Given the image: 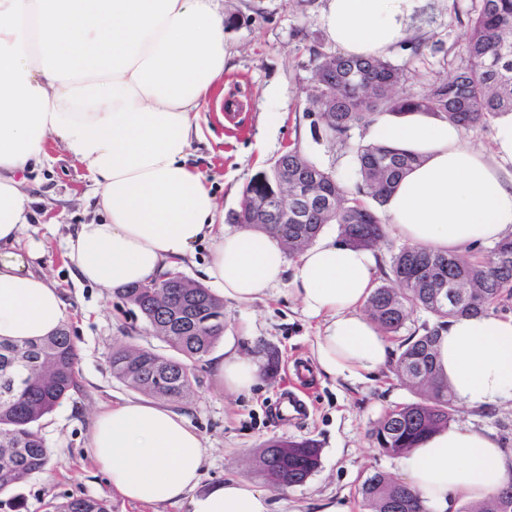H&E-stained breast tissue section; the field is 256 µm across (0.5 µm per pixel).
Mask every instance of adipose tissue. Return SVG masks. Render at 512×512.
<instances>
[{
    "mask_svg": "<svg viewBox=\"0 0 512 512\" xmlns=\"http://www.w3.org/2000/svg\"><path fill=\"white\" fill-rule=\"evenodd\" d=\"M418 0H327L323 26L343 54L383 56L404 36ZM224 15L216 0H0V338L24 341L57 331L62 294L33 263L41 242L15 251L30 221L17 172L46 160L47 143L83 164L101 223L77 225L66 241L74 278L119 290L160 278L212 239L204 282L247 307L290 281L323 326L313 344L318 371L370 380L392 358L388 337L362 309L374 288V250L320 237L288 259L272 235L218 223L206 176L188 163L198 122L224 79ZM370 137L422 157L381 215L405 244L463 254L512 238V113L489 149L437 117L376 116ZM438 364L459 404L512 406V317L448 319ZM228 394L260 380L256 358L225 351L214 364ZM113 488L154 506L190 497L191 512H271L270 494L229 479L196 488L205 455L181 415L129 400L99 412L86 445ZM404 483L427 512L481 502L512 476V452L485 428L463 422L431 434L399 459Z\"/></svg>",
    "mask_w": 512,
    "mask_h": 512,
    "instance_id": "obj_1",
    "label": "adipose tissue"
}]
</instances>
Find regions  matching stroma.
Wrapping results in <instances>:
<instances>
[{"label": "stroma", "instance_id": "stroma-1", "mask_svg": "<svg viewBox=\"0 0 512 512\" xmlns=\"http://www.w3.org/2000/svg\"><path fill=\"white\" fill-rule=\"evenodd\" d=\"M471 6L472 0H420L406 18L408 38L423 42L424 54L412 61L397 49L390 58L409 63L412 91L425 90L431 79L446 73L462 33L456 14ZM218 7L225 14L241 13L243 19L224 35L229 55L224 98L205 112L204 137L196 141L189 162L208 175L221 216L239 210L247 183L292 146L342 182L354 184V150L368 143L366 127H353L346 141L339 142L328 135L319 115L307 110L310 51L334 49L322 23L326 0H218ZM84 173L81 164L59 150L39 169L23 173L26 181H38L39 188L16 250L25 252L32 239L44 245L41 270L67 304L66 325L77 348L82 390L42 420L41 434L50 448L48 467L0 494V512H55L59 503L79 497L107 498L112 512H189L184 500L150 506L124 499L86 452L95 413L140 397L113 378V348L160 350L164 344L120 295L78 283L65 263L68 234L98 218ZM318 326V320L302 313L285 284L250 307L225 304V343L197 364L195 396L187 403L166 404L203 440L200 490L230 478L266 488L254 458L272 438L311 440L321 450L320 466L305 484L272 491V512H316L321 501L339 496L349 512H363L358 495L363 481L378 471L398 477L397 458L380 454L370 439L388 408L414 398L392 368L373 382L355 384L308 373L306 413L293 420L275 418V407L293 386V362L311 363ZM228 344L260 361H275L250 393L228 395L216 382L212 365Z\"/></svg>", "mask_w": 512, "mask_h": 512}]
</instances>
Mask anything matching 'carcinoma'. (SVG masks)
<instances>
[{
    "label": "carcinoma",
    "instance_id": "cac0c4a2",
    "mask_svg": "<svg viewBox=\"0 0 512 512\" xmlns=\"http://www.w3.org/2000/svg\"><path fill=\"white\" fill-rule=\"evenodd\" d=\"M464 25L459 54L448 74L432 81L421 94L407 89V68L386 57L315 54L309 111L319 114L329 135L341 139L356 125L371 123L379 112L423 113L467 130L486 127L504 112L512 113V0H475ZM358 182L350 189L336 176L295 147L252 178L242 192L234 224L262 229L295 256L312 244L327 224L338 226L339 242L373 249L388 237L380 216L366 206L370 197L384 205L399 180L420 160L405 148L368 143L355 152ZM317 175L324 205L304 224H270L266 210L293 198L276 195L299 173ZM389 275L395 285H378L365 312L389 337L400 341L394 371L417 396L389 408L370 433L384 455L400 456L428 434L454 419L457 400L436 366L438 328L401 336L418 311L443 324L449 318L487 313L512 298V240L479 248L464 257L415 246L391 253ZM163 288L150 281L124 288L120 295L139 311L155 336L169 348L118 347L112 351V376L142 395L188 401L195 395L193 367L205 361L224 337V302L209 289L172 276ZM466 283L470 292L453 303L437 298V286ZM76 346L67 329L25 343L0 341V375L22 372L23 387L8 391L0 383V493L24 478L44 471L49 449L39 433L40 422L63 401L81 391ZM320 448L312 441L270 439L258 467L274 488L301 485L320 466ZM365 512H426L418 495L404 483L380 472L359 489ZM512 500V479L493 498L464 505L459 512H503ZM56 512H112L106 498H73Z\"/></svg>",
    "mask_w": 512,
    "mask_h": 512
}]
</instances>
